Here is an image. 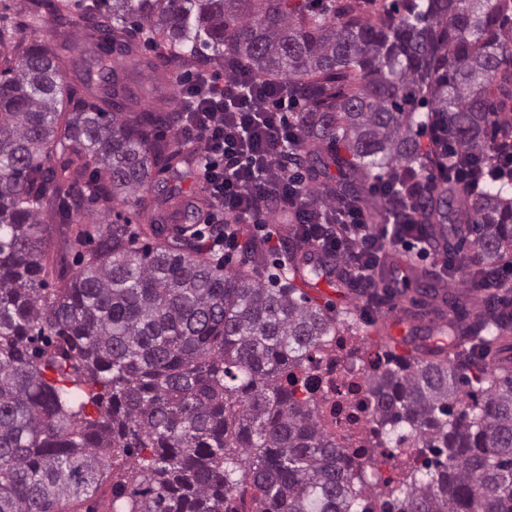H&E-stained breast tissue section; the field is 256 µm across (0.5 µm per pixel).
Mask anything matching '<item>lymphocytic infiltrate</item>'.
Masks as SVG:
<instances>
[{
  "label": "lymphocytic infiltrate",
  "instance_id": "lymphocytic-infiltrate-1",
  "mask_svg": "<svg viewBox=\"0 0 512 512\" xmlns=\"http://www.w3.org/2000/svg\"><path fill=\"white\" fill-rule=\"evenodd\" d=\"M224 72L221 78L203 72L182 82L180 94L189 107L175 129L177 140L201 145L206 184L217 209L208 225L218 265L231 267L239 253L240 240L230 229L234 221L258 224L270 246H280L273 222L263 213L271 196L278 199L280 214H295L300 243L347 258L355 267L358 286L366 290L379 285L375 270L383 244L406 251L426 244L425 227L415 219L392 217L385 224H372L358 204L329 211L348 227L349 238L328 234L305 194L287 177L298 146L293 118L300 100L287 81L257 80L234 61L225 62Z\"/></svg>",
  "mask_w": 512,
  "mask_h": 512
}]
</instances>
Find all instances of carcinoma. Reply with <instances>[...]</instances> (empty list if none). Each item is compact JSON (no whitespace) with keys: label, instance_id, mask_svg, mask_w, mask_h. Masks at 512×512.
Returning <instances> with one entry per match:
<instances>
[{"label":"carcinoma","instance_id":"1","mask_svg":"<svg viewBox=\"0 0 512 512\" xmlns=\"http://www.w3.org/2000/svg\"><path fill=\"white\" fill-rule=\"evenodd\" d=\"M29 0L25 28L81 21L96 49L67 85L79 51L26 42L0 28V512H92L115 462L135 458L103 512H354V474L321 424L308 387L312 351L342 322L293 286L271 288L212 261L181 200L147 197L157 176L198 157L158 132L185 101L146 106L119 71L200 67L229 55L304 98L290 176L323 208L356 203L366 186L401 189L453 159L482 175L467 196L442 185L420 223L444 249L473 246L488 272L512 251V0ZM153 51L148 56L145 50ZM426 110L425 116L419 110ZM437 123L448 153L423 148ZM135 201L142 224L82 228ZM396 193L371 220L404 213ZM178 217L175 233L166 221ZM71 232L78 269L57 271L43 224ZM248 259L263 240L237 225ZM467 353L388 356L369 377L379 434H411L421 464L400 474L386 504L399 512H512V378L483 351L512 332L503 306L469 317L436 269L409 267ZM52 372L54 377L47 376ZM98 409V417L86 413Z\"/></svg>","mask_w":512,"mask_h":512}]
</instances>
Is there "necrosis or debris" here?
Listing matches in <instances>:
<instances>
[{
    "label": "necrosis or debris",
    "instance_id": "obj_1",
    "mask_svg": "<svg viewBox=\"0 0 512 512\" xmlns=\"http://www.w3.org/2000/svg\"><path fill=\"white\" fill-rule=\"evenodd\" d=\"M313 359L311 377L320 400L319 419L342 446L350 470L366 480L358 499L359 512H381V502L370 485L394 477L412 450L404 447L394 451L373 444L372 431L378 428L379 419L376 397L367 379L377 354L370 349L356 355L348 337L334 336Z\"/></svg>",
    "mask_w": 512,
    "mask_h": 512
}]
</instances>
